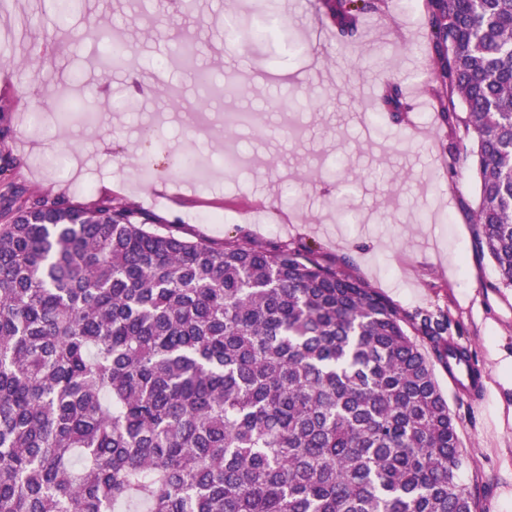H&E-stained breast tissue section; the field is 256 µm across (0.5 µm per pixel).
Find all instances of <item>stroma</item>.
Wrapping results in <instances>:
<instances>
[{
  "label": "stroma",
  "mask_w": 512,
  "mask_h": 512,
  "mask_svg": "<svg viewBox=\"0 0 512 512\" xmlns=\"http://www.w3.org/2000/svg\"><path fill=\"white\" fill-rule=\"evenodd\" d=\"M301 52L277 44L224 42V19L245 18L244 0H80L72 36L48 35L35 21L43 0H0V157L7 178L39 192L88 206L103 197L131 202L190 239H240L254 245H312L325 260L364 280L402 315L448 316V342L466 349L489 379L487 393L436 377L467 463L459 473L474 512H512V288L494 287L488 259L473 248L469 211L477 202L472 169L448 181L439 148L447 132L430 107L390 125L373 111L384 81L421 83L422 20L407 0H387L389 34L360 35L339 44L317 34L318 0H283ZM112 19V32L135 51L132 68L102 72L80 35L85 20ZM199 50L198 64L214 79H248L249 92L198 111L192 77L172 63L180 43ZM163 80L180 92L169 107L151 88ZM79 83L97 117L94 125L34 130L35 101ZM334 99H327L329 89ZM116 97L135 108L113 107ZM261 110L268 132L243 129L238 140L217 138L218 116ZM238 150L241 165L221 170V155ZM65 152L67 171L43 165ZM346 155L360 224L337 223L335 186L322 174ZM291 221H279L281 211ZM220 213L213 224L209 214Z\"/></svg>",
  "instance_id": "35a3bbf8"
}]
</instances>
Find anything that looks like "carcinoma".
Instances as JSON below:
<instances>
[{"instance_id":"obj_1","label":"carcinoma","mask_w":512,"mask_h":512,"mask_svg":"<svg viewBox=\"0 0 512 512\" xmlns=\"http://www.w3.org/2000/svg\"><path fill=\"white\" fill-rule=\"evenodd\" d=\"M75 6L51 0L46 30ZM274 6L224 39L290 40ZM384 7L320 0L341 39ZM423 22L448 181L475 171V249L512 288V0H424ZM108 29L83 37L131 66ZM81 104L56 92L55 122ZM381 105L393 123L414 109L391 80ZM241 126L263 132L262 113L224 116V135ZM345 165L330 179L353 224ZM26 193L0 209V512H472L434 364L480 373L448 317L406 321L310 246L195 241L114 199Z\"/></svg>"}]
</instances>
